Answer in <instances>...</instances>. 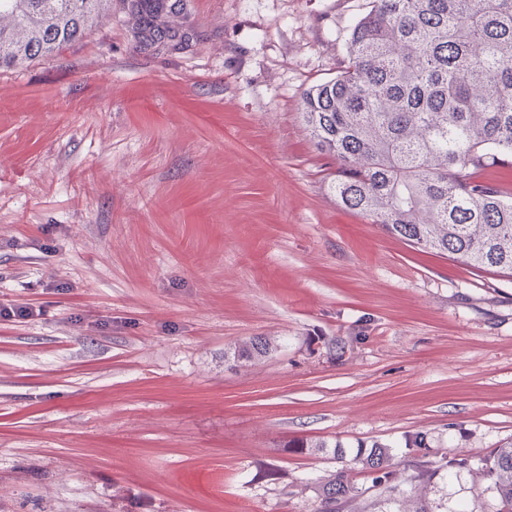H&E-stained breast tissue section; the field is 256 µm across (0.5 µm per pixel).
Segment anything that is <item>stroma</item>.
Listing matches in <instances>:
<instances>
[{"label": "stroma", "instance_id": "1", "mask_svg": "<svg viewBox=\"0 0 512 512\" xmlns=\"http://www.w3.org/2000/svg\"><path fill=\"white\" fill-rule=\"evenodd\" d=\"M370 2L191 0V51L115 21L0 69V304L33 311L0 512H319L375 443L429 512H498L440 465L512 440V279L345 209L303 118Z\"/></svg>", "mask_w": 512, "mask_h": 512}]
</instances>
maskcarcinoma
I'll list each match as a JSON object with an SVG mask.
<instances>
[{
    "mask_svg": "<svg viewBox=\"0 0 512 512\" xmlns=\"http://www.w3.org/2000/svg\"><path fill=\"white\" fill-rule=\"evenodd\" d=\"M114 15L146 55L203 40L188 0H0V69L55 56ZM304 117L336 159L341 205L418 248L512 278V184L482 176L512 161V0H372L339 73L306 92ZM358 463L383 494L376 512H427L407 506L380 444L341 459L321 512L356 498ZM445 466L489 480L500 512H512V443Z\"/></svg>",
    "mask_w": 512,
    "mask_h": 512,
    "instance_id": "cac0c4a2",
    "label": "carcinoma"
}]
</instances>
